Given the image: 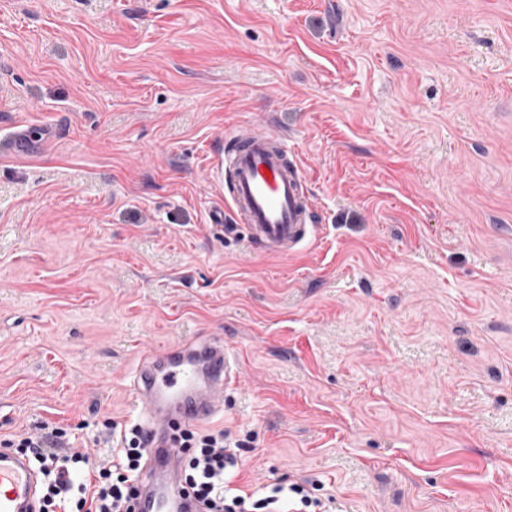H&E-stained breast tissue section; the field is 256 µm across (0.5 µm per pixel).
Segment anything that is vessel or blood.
I'll list each match as a JSON object with an SVG mask.
<instances>
[{
    "label": "vessel or blood",
    "mask_w": 512,
    "mask_h": 512,
    "mask_svg": "<svg viewBox=\"0 0 512 512\" xmlns=\"http://www.w3.org/2000/svg\"><path fill=\"white\" fill-rule=\"evenodd\" d=\"M42 132L25 128L10 141L13 154L32 155ZM232 149L216 159L229 169V203L241 217L254 249L287 258L304 247L315 231V207L302 191L304 175L290 165L287 136L251 124L229 137ZM239 358L223 338L168 344L133 372L130 391L141 403L147 427V462L137 512H198L196 500L182 496L176 472L180 454L171 440L172 424L192 425L220 409L225 391L239 381ZM38 476L27 459L0 453V512H33Z\"/></svg>",
    "instance_id": "vessel-or-blood-1"
}]
</instances>
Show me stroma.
<instances>
[{
  "label": "stroma",
  "mask_w": 512,
  "mask_h": 512,
  "mask_svg": "<svg viewBox=\"0 0 512 512\" xmlns=\"http://www.w3.org/2000/svg\"><path fill=\"white\" fill-rule=\"evenodd\" d=\"M242 123L297 147L292 257L211 221ZM202 336L233 486L512 512V0H0V437L109 462L141 357ZM42 131L25 128L14 132L10 141V150L16 156H29L36 152L43 139Z\"/></svg>",
  "instance_id": "stroma-1"
}]
</instances>
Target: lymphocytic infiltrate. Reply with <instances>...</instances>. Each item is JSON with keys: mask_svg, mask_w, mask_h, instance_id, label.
<instances>
[{"mask_svg": "<svg viewBox=\"0 0 512 512\" xmlns=\"http://www.w3.org/2000/svg\"><path fill=\"white\" fill-rule=\"evenodd\" d=\"M107 435L118 436L112 460L89 466L86 453L69 448L65 428L43 422L37 431L0 439V448L15 449L33 459L45 477L40 512H134L140 494V474L145 459V432L133 425L122 429L105 422ZM176 441L187 460L181 477L183 490L204 507L203 512H282L283 497H290L297 512H307L315 498L305 483L271 487L258 498L244 489L229 496L224 491V472L234 466L235 455L220 429L187 428Z\"/></svg>", "mask_w": 512, "mask_h": 512, "instance_id": "lymphocytic-infiltrate-1", "label": "lymphocytic infiltrate"}]
</instances>
